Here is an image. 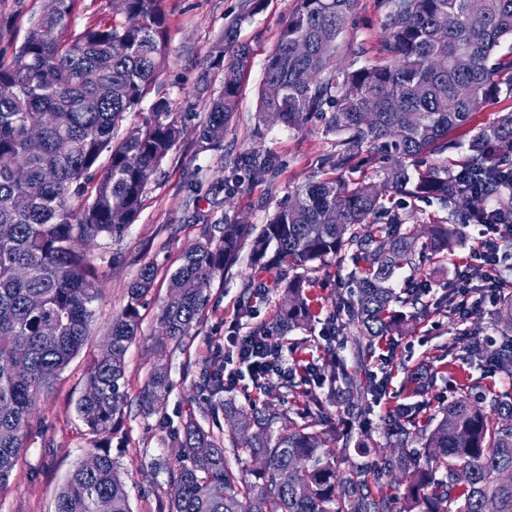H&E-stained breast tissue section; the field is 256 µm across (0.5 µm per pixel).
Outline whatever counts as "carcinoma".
I'll return each instance as SVG.
<instances>
[{
  "label": "carcinoma",
  "mask_w": 512,
  "mask_h": 512,
  "mask_svg": "<svg viewBox=\"0 0 512 512\" xmlns=\"http://www.w3.org/2000/svg\"><path fill=\"white\" fill-rule=\"evenodd\" d=\"M162 0H112V15L63 38L77 0H56L24 41L0 57V489L15 470L33 410L59 374L83 349L96 320L103 256L88 249L121 237L135 223L154 175L184 135L185 118L164 98L141 126L119 135L157 80L166 56ZM264 0H241L224 29L222 48L202 65L198 90L213 70L233 74L210 101L196 130L200 148L214 149L237 110L252 50L236 28ZM357 0H296L265 67L260 114L300 131L314 117L336 136L328 176L312 180L279 207L251 250L259 272L288 275L273 322L257 331L286 336L310 330L319 312L306 291L305 272L329 259H350L354 288L339 297L326 321L339 344L361 357L376 342L423 316L431 285L418 279L399 290L397 271L422 268L429 256L452 248L459 224L512 226V111L472 120L500 93L512 95V0H386V29L376 59L346 48L338 66V38ZM470 135L468 146L448 137ZM462 153L448 162L446 155ZM436 155L441 162L428 164ZM233 164L265 170L258 153ZM438 205L427 240L406 227L407 201ZM246 227L224 220L219 235L206 231L172 273L161 322L180 340L198 331L209 302L207 286L237 261ZM155 276L151 265L130 285L112 318L111 347L90 361V389L76 411L93 434L112 428L125 399V354L138 336L140 307ZM500 342L470 348L495 359L512 378V281L497 286ZM332 390L350 404L367 388L348 371L327 370ZM166 373L142 391L148 407L164 400ZM307 398L301 424L274 432L275 413L229 411L227 439L187 418L181 453L168 469V512H512V393L488 404L466 396L433 410L410 405L388 420L391 452L380 467L348 457L327 425L322 398ZM251 461L250 475L229 466L226 452ZM99 468L74 466L56 498L55 512H132L121 467L96 448ZM391 477L404 489L401 507L383 492Z\"/></svg>",
  "instance_id": "1"
}]
</instances>
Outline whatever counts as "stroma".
I'll return each instance as SVG.
<instances>
[{"mask_svg": "<svg viewBox=\"0 0 512 512\" xmlns=\"http://www.w3.org/2000/svg\"><path fill=\"white\" fill-rule=\"evenodd\" d=\"M239 0H164L168 55L155 86L133 112L124 129L138 127L157 98H165L172 111L191 113L199 124L208 112V95L218 94L223 74L212 78L207 95L197 94L196 83L202 62L213 54L238 11ZM295 0H266L262 11L243 22L237 39L249 44L253 53L246 69L238 110L224 133L221 149L199 151L196 135L187 130L154 176L144 196L138 219L116 240L102 241L97 251L104 260L97 283L100 298L93 334L81 355L74 358L58 377L53 391L35 408L32 432L21 450L20 460L9 484L0 489V512H54L56 495L73 466L90 455L95 446L107 447L125 471L126 489L132 512H164L171 494L168 469L180 454L183 424L188 415L217 434H224L229 420L224 405L248 409L249 405L278 413L276 431H284L293 415V402L280 384L267 392L237 389L219 393L207 403L203 388L206 362L213 351L223 348L224 338L234 324L254 326L270 322L277 314L284 282L263 275L260 299L254 300L256 318L243 316L242 293L255 268L249 250L216 277L208 289L209 304L196 335L180 341L169 339L159 315L169 294V277L182 254L201 238L204 230L222 226L225 219L246 224L250 237L260 235L278 206L310 180L323 177L326 158L335 150L334 137L314 121L302 131H291L278 123H262L258 104L263 74L279 29L292 13ZM43 0H0V56L10 57L24 40ZM387 11L380 0H358L341 43L374 49L383 33ZM270 156L272 171L253 174L232 169L230 158L251 151ZM238 182L232 195H225L221 182ZM475 243L472 228L460 227L456 247L423 268L434 289L427 297L432 310L410 320L402 334L391 336L377 347L364 364H357L348 349L324 341L319 329L296 331L282 340L283 351L298 359L314 358L325 365L331 354L345 357L349 370L363 383L374 384L381 355H390L387 368L394 404L438 405L458 397L494 395L512 391V382L499 372L491 373L467 360L464 348L468 333L493 332L497 312L493 307H473L466 321L449 313L444 286L455 277V264ZM156 269L151 291L141 310L142 327L126 352L128 403L111 431L99 436L89 433L76 412L88 373L89 358L100 350L113 316L127 302V291L142 267ZM354 267L350 260L329 261L307 274L310 296L322 315H329L338 295L352 286ZM165 370L171 387L162 404L146 410L139 392L151 375ZM384 407H373L367 434L353 432L349 443L352 459L380 461L389 448Z\"/></svg>", "mask_w": 512, "mask_h": 512, "instance_id": "stroma-1", "label": "stroma"}]
</instances>
